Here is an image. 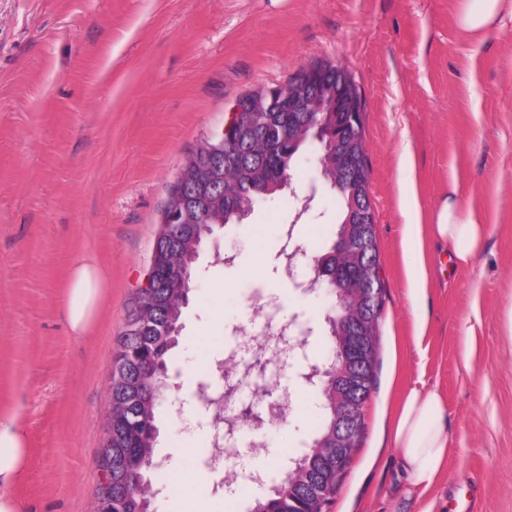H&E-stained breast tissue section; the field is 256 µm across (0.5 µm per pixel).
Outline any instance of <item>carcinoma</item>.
I'll return each instance as SVG.
<instances>
[{
  "mask_svg": "<svg viewBox=\"0 0 512 512\" xmlns=\"http://www.w3.org/2000/svg\"><path fill=\"white\" fill-rule=\"evenodd\" d=\"M288 122L286 112H253L250 124L263 128L269 125L280 127ZM212 148L207 154H192L190 160L203 169L199 176H179L170 200H175L182 186H190L208 196L210 206L224 204V220L237 223V215L229 208L227 192L241 190L236 201L251 203L252 189L274 196L281 192L288 181L298 174L302 146L279 140L271 148L261 139L251 137L245 129L238 130L230 140L218 136L206 141ZM353 152L364 172H369L366 153L364 124H359L351 140ZM332 148L320 147L319 168L323 169L321 179L335 194L339 208L336 224V241L343 240L351 233L359 235L368 243L364 257L332 246L321 252L316 259L324 262L327 271L336 277L342 294L343 308L331 313L342 321L360 322L354 335L345 337V346L358 353L360 362L355 368L362 380V388L356 402L364 408L375 385L376 367L379 354V318L382 299L374 289L382 288L381 281L367 282L369 268L380 267L375 224H349L348 215L352 206L369 202L370 188L366 183L351 187L345 181L336 182L335 171L328 168ZM200 229L192 226L190 231L177 241L165 239L158 234L156 248L165 250L171 256L183 257L192 252L195 236ZM177 289L163 278H157L152 286L141 293L140 303L147 306L148 316L139 317V311L129 318L124 333L121 353L132 356L127 371L109 382L110 396L120 401L122 413L106 424L105 438L99 458L102 471H112V487L100 485L99 492L109 491L115 512H155L150 498L136 490L132 470L140 465V474L145 476L158 471L161 462L155 459V448L151 440L159 433L156 410L162 400L160 392L147 387L141 365L148 360H167L177 343L159 335V326L179 324L182 310L173 304ZM323 417L318 423L316 435L306 449L288 467L287 474L271 489V493L254 501L248 512H322L329 497L336 491L342 476L352 462L353 456L338 462L331 455L317 453V448L326 442L334 423V396L336 384L328 376L320 381Z\"/></svg>",
  "mask_w": 512,
  "mask_h": 512,
  "instance_id": "carcinoma-1",
  "label": "carcinoma"
}]
</instances>
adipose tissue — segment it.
I'll return each mask as SVG.
<instances>
[{
	"label": "adipose tissue",
	"instance_id": "obj_1",
	"mask_svg": "<svg viewBox=\"0 0 512 512\" xmlns=\"http://www.w3.org/2000/svg\"><path fill=\"white\" fill-rule=\"evenodd\" d=\"M508 18H512V0H460L458 26L463 33L486 32ZM427 237L449 248L457 264L467 265L483 248L485 220L479 211L463 206L453 192L432 212L429 223L408 225L406 246L413 257L410 299L414 302L425 294L428 271L421 254ZM107 282L106 270L94 258H83L71 267L62 308L72 335L83 336L91 330ZM391 442L415 487L435 483L448 460L446 406L437 388L423 385L406 392ZM27 459L23 428L13 421L0 422V512H20L14 488L25 474Z\"/></svg>",
	"mask_w": 512,
	"mask_h": 512
}]
</instances>
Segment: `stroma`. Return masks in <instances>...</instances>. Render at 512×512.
Listing matches in <instances>:
<instances>
[{
  "label": "stroma",
  "instance_id": "stroma-1",
  "mask_svg": "<svg viewBox=\"0 0 512 512\" xmlns=\"http://www.w3.org/2000/svg\"><path fill=\"white\" fill-rule=\"evenodd\" d=\"M459 0H0V422L28 437L15 489L21 512H90L102 480L109 369L151 264L171 190L188 157L221 133L240 96L321 63L344 67L363 104L370 201L383 282L377 381L353 461L326 512H512V21L476 35ZM412 181H400L403 145ZM486 221L483 251L451 265L424 243L426 296L412 303L404 243L449 188ZM337 206L319 186L296 238L302 273L334 240ZM285 199L257 204L202 246L169 399L200 412L206 364L245 327L254 291L277 296L281 320L313 323L323 364L330 307L276 272ZM234 264H224L225 252ZM96 256L109 278L97 320L70 335L62 310L70 266ZM438 388L448 411V462L414 488L390 443L406 389ZM316 387L300 386L286 420L250 435L247 464L276 467L315 436ZM155 512L186 498L210 512H248L269 486L235 497L201 461L207 428L183 432L158 408Z\"/></svg>",
  "mask_w": 512,
  "mask_h": 512
}]
</instances>
